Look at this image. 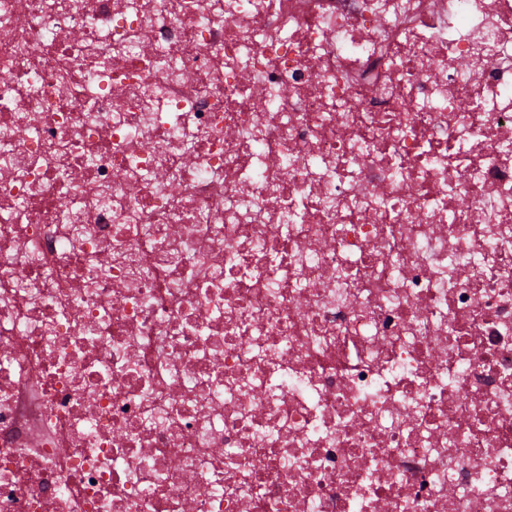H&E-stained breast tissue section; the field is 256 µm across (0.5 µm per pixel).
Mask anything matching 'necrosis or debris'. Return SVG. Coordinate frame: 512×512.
<instances>
[{
    "instance_id": "obj_1",
    "label": "necrosis or debris",
    "mask_w": 512,
    "mask_h": 512,
    "mask_svg": "<svg viewBox=\"0 0 512 512\" xmlns=\"http://www.w3.org/2000/svg\"><path fill=\"white\" fill-rule=\"evenodd\" d=\"M0 512H512V0H0Z\"/></svg>"
}]
</instances>
